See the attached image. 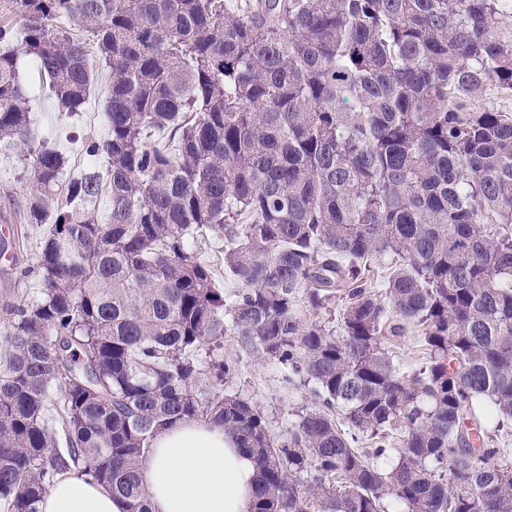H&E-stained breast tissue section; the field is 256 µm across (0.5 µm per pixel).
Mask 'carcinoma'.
<instances>
[{
  "instance_id": "obj_1",
  "label": "carcinoma",
  "mask_w": 512,
  "mask_h": 512,
  "mask_svg": "<svg viewBox=\"0 0 512 512\" xmlns=\"http://www.w3.org/2000/svg\"><path fill=\"white\" fill-rule=\"evenodd\" d=\"M13 3L0 144L46 229L39 294L7 308L0 346L3 512H40L64 472L151 512L141 464L177 422L251 454L250 512H512L488 423L512 420V113L467 107L512 97L501 0ZM89 41L112 75L86 148L104 222L99 172L33 144L17 71L30 57L76 112ZM210 237L241 284L227 299ZM409 326L425 362L407 370L386 340ZM226 336L310 387L286 433L224 391L237 360L201 368Z\"/></svg>"
}]
</instances>
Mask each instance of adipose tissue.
<instances>
[{"label":"adipose tissue","instance_id":"1","mask_svg":"<svg viewBox=\"0 0 512 512\" xmlns=\"http://www.w3.org/2000/svg\"><path fill=\"white\" fill-rule=\"evenodd\" d=\"M141 475L152 512H249L256 466L223 425L187 422L154 438ZM40 510L124 512V506L107 487L66 473Z\"/></svg>","mask_w":512,"mask_h":512}]
</instances>
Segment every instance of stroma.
Returning a JSON list of instances; mask_svg holds the SVG:
<instances>
[{"mask_svg":"<svg viewBox=\"0 0 512 512\" xmlns=\"http://www.w3.org/2000/svg\"><path fill=\"white\" fill-rule=\"evenodd\" d=\"M87 65L95 78L92 92L79 111L63 112L50 90L47 76L40 73L34 61L25 56L18 61L19 80L34 112V141L62 153L71 173L91 165L100 171L105 168L104 163L91 162L85 144L90 136L106 131L104 106L109 70L93 49L88 52ZM29 191L28 175L17 151L1 148L0 241H6L8 248L0 253V339L9 329L7 306L36 295L40 287L33 269L40 251L42 228L27 221ZM223 354L239 360L238 376L230 386L231 391L241 393L264 410L274 432H285L293 413L309 404V390L284 382L281 370L273 361L240 351L232 337H225Z\"/></svg>","mask_w":512,"mask_h":512,"instance_id":"35a3bbf8","label":"stroma"}]
</instances>
